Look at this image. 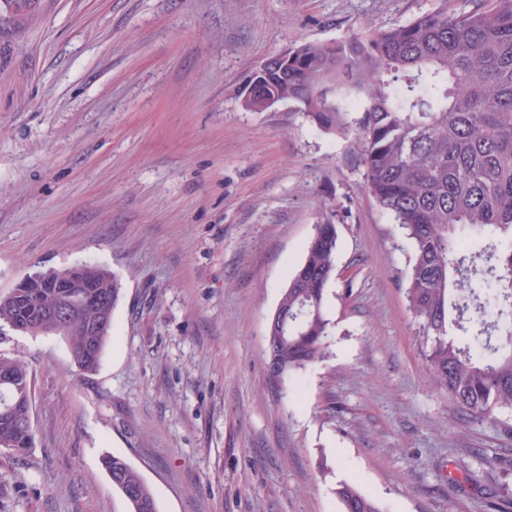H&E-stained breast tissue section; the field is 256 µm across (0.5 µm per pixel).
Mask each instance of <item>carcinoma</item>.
<instances>
[{"label":"carcinoma","mask_w":512,"mask_h":512,"mask_svg":"<svg viewBox=\"0 0 512 512\" xmlns=\"http://www.w3.org/2000/svg\"><path fill=\"white\" fill-rule=\"evenodd\" d=\"M243 102L291 101L316 128L354 135L366 187L411 245L406 298L429 375L463 412L488 420L512 410V0H464L403 24L327 44L304 43L248 75ZM361 108L352 116L351 107ZM335 205L325 206L301 261L291 270L266 331L275 378L325 359L339 246ZM89 304L65 288H45L69 268L23 281L0 295V325L66 337L80 370L94 371L121 298L118 278L92 268ZM72 306L54 327L27 299ZM0 444L28 452L31 377L20 359L0 355ZM129 512H157L154 495L125 460H104ZM343 512H381L349 482L337 484Z\"/></svg>","instance_id":"carcinoma-1"}]
</instances>
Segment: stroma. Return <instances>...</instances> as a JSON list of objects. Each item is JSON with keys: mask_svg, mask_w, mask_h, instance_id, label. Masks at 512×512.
Masks as SVG:
<instances>
[{"mask_svg": "<svg viewBox=\"0 0 512 512\" xmlns=\"http://www.w3.org/2000/svg\"><path fill=\"white\" fill-rule=\"evenodd\" d=\"M443 0H37L0 19V294L86 265L123 288L96 372L66 339L0 327L32 378L33 444L0 453V512H512V412L472 420L430 378L409 244L350 140L297 105L246 109L269 56L404 23ZM340 240L331 354L267 373V323L323 202ZM113 486L129 506V512H157L154 495L140 473L125 460L112 456L104 460ZM335 494L343 506V512H381L379 504L364 495L359 488L349 482L337 484Z\"/></svg>", "mask_w": 512, "mask_h": 512, "instance_id": "obj_1", "label": "stroma"}]
</instances>
